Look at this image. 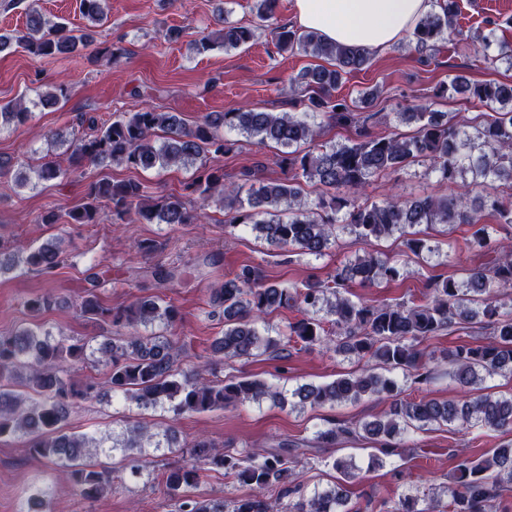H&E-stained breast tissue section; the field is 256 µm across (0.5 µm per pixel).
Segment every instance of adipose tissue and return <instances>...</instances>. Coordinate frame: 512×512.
Returning <instances> with one entry per match:
<instances>
[{"label": "adipose tissue", "mask_w": 512, "mask_h": 512, "mask_svg": "<svg viewBox=\"0 0 512 512\" xmlns=\"http://www.w3.org/2000/svg\"><path fill=\"white\" fill-rule=\"evenodd\" d=\"M299 27L344 46L382 49L413 31L428 0H292Z\"/></svg>", "instance_id": "obj_1"}]
</instances>
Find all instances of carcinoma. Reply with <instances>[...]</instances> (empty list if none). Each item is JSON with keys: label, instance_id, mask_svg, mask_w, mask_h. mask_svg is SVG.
<instances>
[{"label": "carcinoma", "instance_id": "carcinoma-1", "mask_svg": "<svg viewBox=\"0 0 512 512\" xmlns=\"http://www.w3.org/2000/svg\"><path fill=\"white\" fill-rule=\"evenodd\" d=\"M277 8L278 0L255 2L256 19L270 29L277 48L300 50L328 62L308 69L292 82L294 104L306 107V111L266 112L244 105L227 112H210L189 126L171 112L145 106L99 127L93 125L92 133L66 147L68 168L46 161L34 170L33 179L49 182L88 166L114 163L142 170L191 166L192 179L182 193L154 198L139 181L114 182L102 177L86 185L83 203L62 215L46 211L38 220L56 224L63 218L69 224H96L99 206L105 203L112 207L117 224H191L207 218L205 207L213 204L228 223L247 224L268 244L292 253L323 255L336 240L342 223L368 242L402 234L408 257L431 251L420 227L441 225L451 230L457 224H471L478 226L472 243L495 258L468 269L461 285L448 278L431 280L424 299L417 303L374 304L350 298L348 288L354 281L372 286L402 276L404 265L374 253L302 288L270 284L260 268L242 266L211 293L212 306L224 317V335L214 343L212 360L248 359L300 343L309 350L332 347L359 362H368L359 372L322 385L303 384L289 393L265 380L230 378L216 384L205 377L203 369L179 370L174 343L162 333L141 332L153 325L173 328L179 311L159 297L123 309L106 307L98 295L104 279L96 266H89L80 311L113 327L112 341L95 351L85 341L55 340L50 333L29 326L0 336V437L26 439L28 452L62 469L86 500H95L112 488L110 476L88 461L90 449L101 453L122 449L128 454L130 468L140 475L147 468L143 463L147 449L166 448L184 456L163 474L174 512H360L350 504L346 488V482L360 479V469L352 459L321 458L324 466L339 472L344 481L329 490L307 494L296 471L299 442L294 440L281 439L271 450L234 453L215 449L205 438L181 443L172 428L141 422L126 426L118 438L64 431L62 423L78 401L117 393L143 409L161 407L175 419L247 402L269 400L283 405L291 397L300 407H333L366 397L387 400L388 408L375 419L332 420L312 438L318 448H334L350 439L378 441V453L371 455L373 467L383 466L386 457L401 454L410 433L432 426L512 433V395L485 393L482 388L488 377H512V312L501 311L502 300H512V246L493 236L483 214L488 211L499 227L512 225V202L493 189L497 182H506L512 189V83L478 84L455 76L442 88L441 94L448 98L460 97L491 109L468 129L451 114L436 112L425 102L405 113L406 120L417 124L411 135H377L363 126L348 144H320L321 126L309 121L307 114H325L339 125L360 123V114L347 99L336 96V90L343 75L368 64L371 49L336 45L316 32L282 24ZM80 9L95 25L108 21L106 0H80ZM459 13V0H432V8L414 28L415 50L430 54L445 37L458 36L477 61L486 65L506 61L512 67V45L501 44L497 54H491L496 44L494 29L465 35L457 27ZM218 23L219 29L199 40L200 51L215 46L226 51L238 49L256 36L254 26L229 24L222 17ZM14 46L40 57L68 55L90 47L92 62L110 61L120 52L112 45H94L93 31L87 27L75 29L50 21L32 3L25 10L24 29L0 33V52ZM30 118L31 110L21 98L0 104V119L5 122L18 126ZM223 128L255 138L261 145L273 143L287 149L281 159L285 177L256 187L251 184L259 171L255 167L242 173L243 183H224V169L218 159L234 150L235 143L220 133ZM422 159L430 160L440 180L448 184V195L409 200L391 193L380 202L358 201L372 177L394 173ZM33 179L23 171L14 176L19 186ZM472 184L492 187L479 206L471 197ZM308 186L318 190L313 200L308 199ZM63 262L62 243L56 238L38 247L19 245L15 251L0 246V273L22 264L51 274ZM149 274L162 288L182 277L175 266H154ZM56 303L55 295L48 292L27 300L26 307L37 315ZM280 308L296 310L295 321L276 338L262 333L258 324ZM463 324L485 330L486 341L458 344L448 351V374L462 396L442 401L400 397L398 384L388 373L400 371L415 384L429 382L433 375L431 355L423 344ZM87 361L109 365L110 373L102 383L90 381L78 388L68 364ZM207 469L223 470L225 476L251 488L254 494L230 502L191 497L188 489L199 483ZM271 485L282 487L288 497L286 503L261 496ZM511 485L509 439L474 460L458 464L455 487L448 490L445 506H440V498L433 497L421 508L417 498L406 495L393 512H490L492 501Z\"/></svg>", "mask_w": 512, "mask_h": 512}]
</instances>
